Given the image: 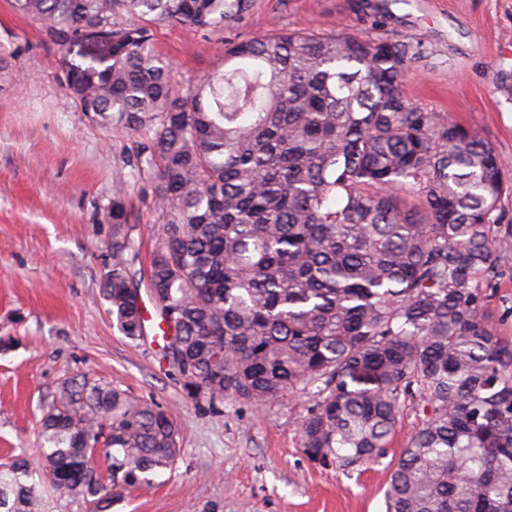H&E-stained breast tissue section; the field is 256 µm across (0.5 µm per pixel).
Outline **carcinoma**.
Returning <instances> with one entry per match:
<instances>
[{
  "label": "carcinoma",
  "instance_id": "obj_1",
  "mask_svg": "<svg viewBox=\"0 0 512 512\" xmlns=\"http://www.w3.org/2000/svg\"><path fill=\"white\" fill-rule=\"evenodd\" d=\"M64 48L112 38L103 67L67 64L96 123L137 135L161 216L144 290L161 355L187 394L269 403L306 394V458L350 472L386 452L406 399L431 416L404 449L386 512H512V342L482 285L508 190L494 149L405 83L425 50L345 29L224 44V71L181 89L135 19L208 32L249 0H13ZM118 181L103 215L117 329L148 339L137 243ZM173 416L124 391L73 383L44 406L42 473L74 501L148 486L179 455ZM102 448L110 478L91 449ZM30 462L0 470V512H33Z\"/></svg>",
  "mask_w": 512,
  "mask_h": 512
}]
</instances>
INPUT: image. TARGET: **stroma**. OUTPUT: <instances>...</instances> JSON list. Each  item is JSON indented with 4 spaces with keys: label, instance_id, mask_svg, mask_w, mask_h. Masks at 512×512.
I'll return each instance as SVG.
<instances>
[{
    "label": "stroma",
    "instance_id": "1",
    "mask_svg": "<svg viewBox=\"0 0 512 512\" xmlns=\"http://www.w3.org/2000/svg\"><path fill=\"white\" fill-rule=\"evenodd\" d=\"M410 38L426 49L406 81L420 109L475 130L512 183V0H252L238 20L208 33L154 26L158 53L192 84L224 69L225 41L273 31ZM89 47L59 48L45 28L0 0V463L36 461L42 407L82 377L112 384L174 416L180 454L153 486L120 490L104 509L42 487L35 512H385L392 469L430 408L407 400L391 445L354 472L327 470L303 453L310 399L265 405L189 397L158 344L119 332L103 296L112 226L102 220L119 178L141 267L159 220L149 177L125 159L134 134L92 122L60 81L63 62L87 64ZM509 256L484 287L498 333L512 340V193L500 202Z\"/></svg>",
    "mask_w": 512,
    "mask_h": 512
}]
</instances>
